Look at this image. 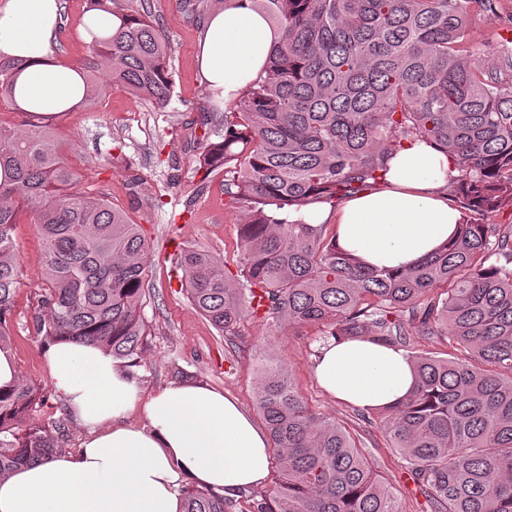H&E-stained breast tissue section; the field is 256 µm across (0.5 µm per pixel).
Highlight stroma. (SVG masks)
<instances>
[{
	"label": "stroma",
	"instance_id": "1",
	"mask_svg": "<svg viewBox=\"0 0 512 512\" xmlns=\"http://www.w3.org/2000/svg\"><path fill=\"white\" fill-rule=\"evenodd\" d=\"M60 55L75 63L86 57L88 41L81 34L89 0H63ZM147 7L172 46L170 68L174 93L160 107L121 89L75 106L56 121L59 140L74 141L69 158L82 174L81 191L103 195L139 224L149 246L143 318L145 344L138 366L144 392L176 380L202 381L236 399L256 414V369L267 359H285L288 371L309 406L340 424L397 495L404 512H431L407 462L391 443L372 411L332 399L312 371L323 335L315 327L277 328L273 323L244 319L235 336L223 337L192 306L181 286V272L163 255L169 238L181 247L207 252L223 261L228 275L238 276V226L243 213L221 201L223 174L203 176L196 160L207 139L198 118L219 107L206 92L197 55L206 16L219 10L218 0H201L191 14L179 0H150ZM470 59L491 71H505L512 55V0H497V11L476 17L464 43ZM23 278L11 318V352L21 382L42 388L48 405L41 422L63 419L66 451L77 449L85 428L70 416L64 398L55 390L43 357L44 340L33 328L38 308L37 284L43 253L34 225L21 219L13 231Z\"/></svg>",
	"mask_w": 512,
	"mask_h": 512
}]
</instances>
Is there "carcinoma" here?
Here are the masks:
<instances>
[{
  "mask_svg": "<svg viewBox=\"0 0 512 512\" xmlns=\"http://www.w3.org/2000/svg\"><path fill=\"white\" fill-rule=\"evenodd\" d=\"M280 38L264 75L224 113L199 168L224 172L239 227L240 278L209 254L174 257L192 305L222 335L251 316L277 327L323 325L333 340L401 347L407 326L445 336L462 356L410 354L414 390L380 410L392 444L435 512H512V225L459 226L412 269H370L336 249L327 224H290V207L334 203L376 185L403 141L427 139L457 158L450 194L474 212L512 201V76L462 54L472 17L493 0H274ZM81 67L84 102L114 87L162 106L171 46L147 13L107 8ZM23 62L0 58V350L23 274L13 230L28 211L41 240L44 292L33 325L50 340L97 343L140 363L149 249L105 197L73 190L81 174L53 132L57 116L15 101ZM256 408L276 481L256 512H404L351 436L313 411L281 360L262 364ZM36 385L0 396V476L63 451V419L30 423ZM207 490L183 491L182 512H230Z\"/></svg>",
  "mask_w": 512,
  "mask_h": 512,
  "instance_id": "cac0c4a2",
  "label": "carcinoma"
}]
</instances>
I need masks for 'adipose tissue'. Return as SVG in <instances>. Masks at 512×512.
Listing matches in <instances>:
<instances>
[{
    "instance_id": "adipose-tissue-1",
    "label": "adipose tissue",
    "mask_w": 512,
    "mask_h": 512,
    "mask_svg": "<svg viewBox=\"0 0 512 512\" xmlns=\"http://www.w3.org/2000/svg\"><path fill=\"white\" fill-rule=\"evenodd\" d=\"M62 0H0V55L25 63L15 100L55 114L78 104L82 82L55 60ZM278 41L252 0H228L210 15L199 71L216 102L235 103L263 74ZM455 156L415 139L391 155L373 187L330 205L289 209V223L329 224L337 247L371 268L406 270L464 223L449 192ZM55 388L86 435L71 453L0 477V512H182L184 489L233 498L263 484L272 451L236 400L209 385L171 382L144 394L135 368L94 345L62 337L43 352ZM313 373L337 401L395 405L415 384L403 349L365 339L329 342ZM141 421H132V412Z\"/></svg>"
}]
</instances>
